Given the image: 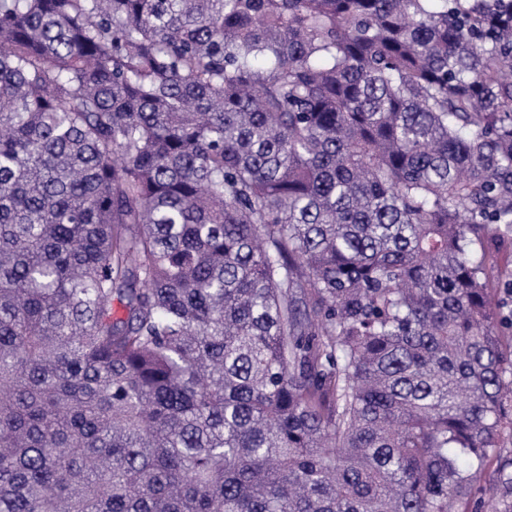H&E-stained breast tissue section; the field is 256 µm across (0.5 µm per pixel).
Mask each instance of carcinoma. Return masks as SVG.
I'll list each match as a JSON object with an SVG mask.
<instances>
[{
    "mask_svg": "<svg viewBox=\"0 0 512 512\" xmlns=\"http://www.w3.org/2000/svg\"><path fill=\"white\" fill-rule=\"evenodd\" d=\"M506 232L512 0H0V512H454Z\"/></svg>",
    "mask_w": 512,
    "mask_h": 512,
    "instance_id": "carcinoma-1",
    "label": "carcinoma"
}]
</instances>
